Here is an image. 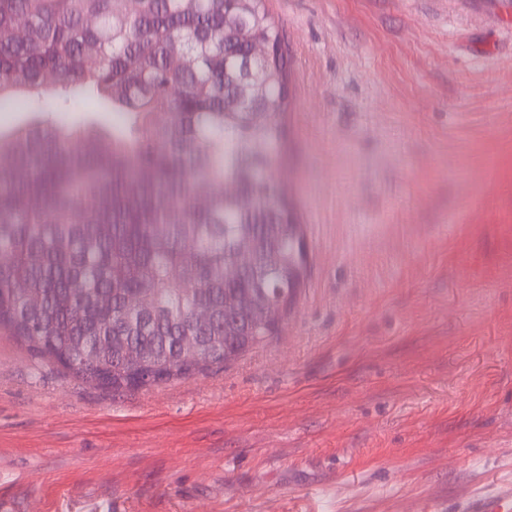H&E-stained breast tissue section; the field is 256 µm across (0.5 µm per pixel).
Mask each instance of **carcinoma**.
<instances>
[{
	"label": "carcinoma",
	"instance_id": "cac0c4a2",
	"mask_svg": "<svg viewBox=\"0 0 512 512\" xmlns=\"http://www.w3.org/2000/svg\"><path fill=\"white\" fill-rule=\"evenodd\" d=\"M281 44L266 0H0V103L36 114L0 136L1 333L42 356L98 346L76 370L91 382L166 365L185 336L208 366L272 335L308 264L277 173ZM70 112L119 121L75 130Z\"/></svg>",
	"mask_w": 512,
	"mask_h": 512
}]
</instances>
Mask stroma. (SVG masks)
Returning a JSON list of instances; mask_svg holds the SVG:
<instances>
[{"label": "stroma", "mask_w": 512, "mask_h": 512, "mask_svg": "<svg viewBox=\"0 0 512 512\" xmlns=\"http://www.w3.org/2000/svg\"><path fill=\"white\" fill-rule=\"evenodd\" d=\"M309 265L262 344L138 389L0 334L9 512H416L512 480V0H268Z\"/></svg>", "instance_id": "35a3bbf8"}]
</instances>
